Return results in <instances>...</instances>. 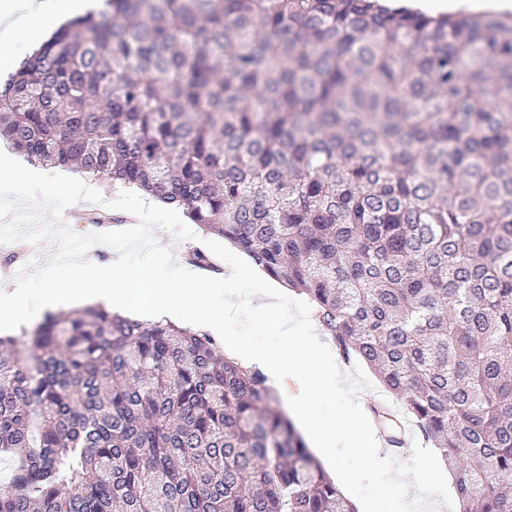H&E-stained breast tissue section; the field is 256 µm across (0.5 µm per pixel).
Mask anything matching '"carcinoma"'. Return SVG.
Returning a JSON list of instances; mask_svg holds the SVG:
<instances>
[{
	"instance_id": "cac0c4a2",
	"label": "carcinoma",
	"mask_w": 512,
	"mask_h": 512,
	"mask_svg": "<svg viewBox=\"0 0 512 512\" xmlns=\"http://www.w3.org/2000/svg\"><path fill=\"white\" fill-rule=\"evenodd\" d=\"M0 85L28 159L140 187L304 295L512 512V18L106 0ZM0 512H355L256 368L104 307L0 338Z\"/></svg>"
}]
</instances>
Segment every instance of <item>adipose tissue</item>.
<instances>
[{"mask_svg":"<svg viewBox=\"0 0 512 512\" xmlns=\"http://www.w3.org/2000/svg\"><path fill=\"white\" fill-rule=\"evenodd\" d=\"M85 0H0V62L33 51L40 30L81 11Z\"/></svg>","mask_w":512,"mask_h":512,"instance_id":"obj_1","label":"adipose tissue"}]
</instances>
